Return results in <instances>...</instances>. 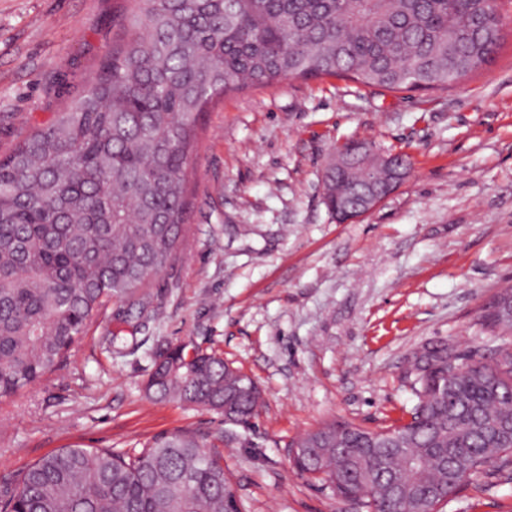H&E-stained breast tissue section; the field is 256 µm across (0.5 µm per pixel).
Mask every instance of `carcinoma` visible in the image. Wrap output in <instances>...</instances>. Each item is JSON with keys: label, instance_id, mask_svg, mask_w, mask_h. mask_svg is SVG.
Returning <instances> with one entry per match:
<instances>
[{"label": "carcinoma", "instance_id": "carcinoma-1", "mask_svg": "<svg viewBox=\"0 0 512 512\" xmlns=\"http://www.w3.org/2000/svg\"><path fill=\"white\" fill-rule=\"evenodd\" d=\"M126 2L122 37L85 92L0 157V402L53 372L109 302L144 307V289L178 258L186 170L215 100L290 78L446 88L490 64L503 39L490 0ZM324 184L333 217L364 191L352 163L326 168ZM410 378L409 420L379 431L327 421L297 441L309 451L297 470L367 512H439L432 487L456 496L512 471V350L488 362L435 344ZM144 389L243 425L261 407L250 376L195 346L160 352ZM229 484L202 439L176 432L133 452L44 456L0 494V512H218Z\"/></svg>", "mask_w": 512, "mask_h": 512}]
</instances>
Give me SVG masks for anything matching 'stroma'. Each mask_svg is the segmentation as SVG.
I'll list each match as a JSON object with an SVG mask.
<instances>
[{"mask_svg":"<svg viewBox=\"0 0 512 512\" xmlns=\"http://www.w3.org/2000/svg\"><path fill=\"white\" fill-rule=\"evenodd\" d=\"M125 0H0V156L83 92L121 36ZM496 59L447 88L388 91L288 79L225 95L198 130L180 255L139 314L112 302L40 384L0 403V491L59 449L138 450L190 431L215 445L246 512H360L296 471L287 447L331 419L379 429L416 402L414 353L486 358L512 344L482 305L512 287V0ZM402 152L409 178L339 224L322 203L336 145ZM118 337L121 354L106 340ZM185 344L252 376L249 427L144 383ZM442 512H512V477L473 479Z\"/></svg>","mask_w":512,"mask_h":512,"instance_id":"1","label":"stroma"}]
</instances>
